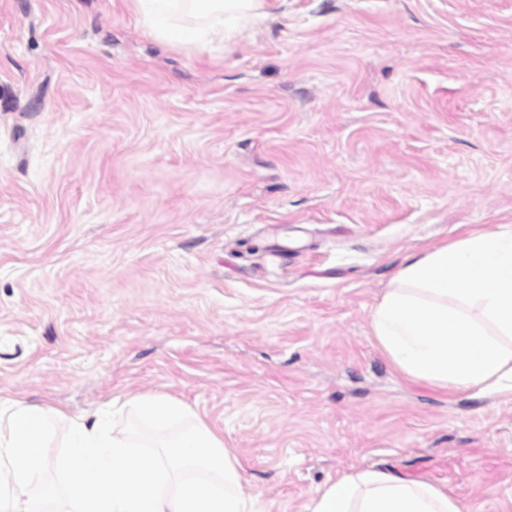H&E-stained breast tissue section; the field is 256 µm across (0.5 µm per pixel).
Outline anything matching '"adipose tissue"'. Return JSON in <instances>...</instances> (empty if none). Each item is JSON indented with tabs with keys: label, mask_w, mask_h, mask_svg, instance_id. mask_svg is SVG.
<instances>
[{
	"label": "adipose tissue",
	"mask_w": 512,
	"mask_h": 512,
	"mask_svg": "<svg viewBox=\"0 0 512 512\" xmlns=\"http://www.w3.org/2000/svg\"><path fill=\"white\" fill-rule=\"evenodd\" d=\"M161 43L200 49L257 16L260 0H131ZM371 331L409 379L442 390L512 392V225L478 230L408 255L371 312ZM153 440L109 429L97 409L70 423L60 464L44 452L50 408L0 397V512H35L33 489L53 467L70 473L67 512H254L222 432L161 393L125 401ZM308 512H463L439 487L365 469L312 497Z\"/></svg>",
	"instance_id": "ef3b65f1"
}]
</instances>
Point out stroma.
I'll use <instances>...</instances> for the list:
<instances>
[{
  "instance_id": "1",
  "label": "stroma",
  "mask_w": 512,
  "mask_h": 512,
  "mask_svg": "<svg viewBox=\"0 0 512 512\" xmlns=\"http://www.w3.org/2000/svg\"><path fill=\"white\" fill-rule=\"evenodd\" d=\"M512 224V0H262L228 43L130 0H0V396L163 392L260 512L365 468L512 512V395L404 378L403 257Z\"/></svg>"
}]
</instances>
